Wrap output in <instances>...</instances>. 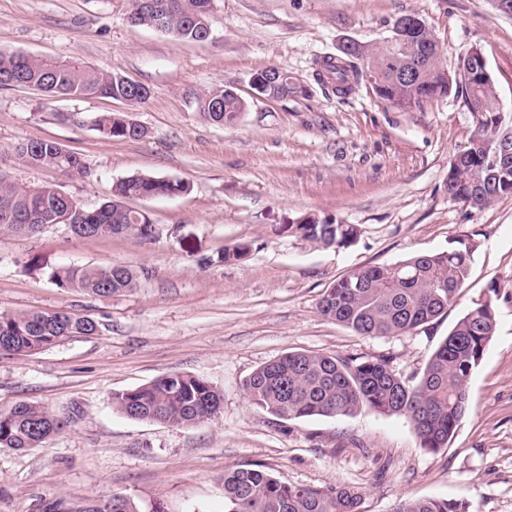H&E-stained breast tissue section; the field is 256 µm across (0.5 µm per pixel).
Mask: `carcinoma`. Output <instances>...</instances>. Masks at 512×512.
<instances>
[{
	"instance_id": "obj_1",
	"label": "carcinoma",
	"mask_w": 512,
	"mask_h": 512,
	"mask_svg": "<svg viewBox=\"0 0 512 512\" xmlns=\"http://www.w3.org/2000/svg\"><path fill=\"white\" fill-rule=\"evenodd\" d=\"M131 22L168 34L179 41L207 40L213 26L210 0H131ZM420 54L431 56L438 46L432 31L421 27L410 33ZM413 55L401 41L355 46L345 66L325 59L318 81L347 96L368 84L367 74L379 71L381 81L371 89L391 107L411 111L423 102L461 91L469 111L477 115L471 140L493 151L507 128L493 114L496 92L492 77L470 79L459 66L445 76L435 61L421 63L414 79L400 80ZM267 69L253 79L263 83L260 94L273 100L296 96L291 77L265 83ZM31 86L50 97H104L130 105L145 102L150 90L118 74L77 60L61 61L22 52L0 53V88ZM197 112L211 124L235 123L246 102L230 88H215L195 98ZM93 129L104 138L140 140L142 125L126 112L95 116ZM15 167L52 168L70 178H87L90 171L81 157L55 141L22 142L13 148L11 165L0 162V232L31 235L70 217L71 232L79 237L151 236L149 214L127 202L135 199L176 197L188 191L178 179L151 175L130 176L112 185V198L87 210L53 185L36 188L18 183ZM504 194H512V167L503 171L484 154L467 158L448 184V195L483 208ZM296 231L307 240L348 247L355 242L354 224H324L305 217ZM474 245L458 239L440 252L410 256L393 265L371 266L341 278L319 302L322 316L365 336L411 333L443 315L465 287ZM59 288L106 296L137 286L136 271L121 265L61 268L51 273ZM496 329L494 311L475 301L430 357L420 379H403L382 358L361 361L313 352H289L258 367L245 381L248 402L281 420L308 417H345L364 407L385 415H400L412 425L420 447L436 453L448 444L469 409L468 382L483 359ZM97 327L84 317L65 311H30L0 316V352L29 353L52 347L61 340L92 335ZM113 409L128 418L188 427L215 418L224 394L207 380L182 374L162 376L140 387L112 393ZM67 421L37 403L0 412V447L26 450L41 446L60 433ZM362 494L348 486L329 489L288 485L260 465L224 474V512H361ZM45 512H99L98 502H55ZM394 512H467L461 503L439 498L405 499Z\"/></svg>"
}]
</instances>
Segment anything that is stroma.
Masks as SVG:
<instances>
[{
  "label": "stroma",
  "instance_id": "obj_1",
  "mask_svg": "<svg viewBox=\"0 0 512 512\" xmlns=\"http://www.w3.org/2000/svg\"><path fill=\"white\" fill-rule=\"evenodd\" d=\"M130 0H0V51L78 58L145 84L141 104L49 97L0 88V155L49 139L90 169L71 179L17 168L27 186L51 184L88 209L115 181L152 175L185 181L186 194L135 201L146 239L73 235L65 224L23 236L0 232V316L64 310L97 333L42 351L0 355V410L36 402L68 424L41 447L0 448V512H42L52 501L119 494L140 512H224V474L258 464L283 482L363 495L362 512H393L403 499L467 503L512 512V195L476 210L448 196L449 162L476 118L460 95L399 111L363 88L339 97L317 80L341 40L378 44L394 20L418 16L443 65L481 48L505 112L512 113V16L493 0H211L212 37L184 43L131 23ZM276 67L305 95H254L253 74ZM235 89L247 102L227 126L205 121L196 96ZM129 112L148 134L100 136L88 120ZM313 216L359 229L348 247L303 239L292 225ZM475 246L469 279L447 313L400 336H362L322 317L319 301L351 271ZM246 247L228 262L225 249ZM123 265L136 288L96 296L58 288L53 270ZM491 298L496 331L473 372L469 410L447 448L420 447L409 421L362 409L350 417L282 421L245 399L259 366L308 351L387 358L419 379L472 301ZM167 374L208 380L224 394L215 420L192 427L134 420L111 395Z\"/></svg>",
  "mask_w": 512,
  "mask_h": 512
}]
</instances>
